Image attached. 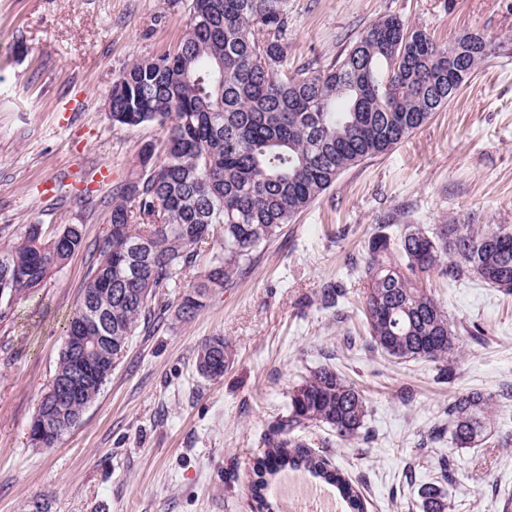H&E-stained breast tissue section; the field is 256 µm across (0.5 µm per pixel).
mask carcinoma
I'll list each match as a JSON object with an SVG mask.
<instances>
[{
	"label": "carcinoma",
	"mask_w": 512,
	"mask_h": 512,
	"mask_svg": "<svg viewBox=\"0 0 512 512\" xmlns=\"http://www.w3.org/2000/svg\"><path fill=\"white\" fill-rule=\"evenodd\" d=\"M288 0H192L189 29L157 56L137 59L113 83L112 122L168 126L159 147L143 145L140 171L116 187L109 231L85 282L51 383L66 381L82 359L96 371L74 399L52 389L30 424L51 425L41 440L57 447L95 402L119 366L132 336L161 311L187 321L206 306L213 288L234 284L258 248L276 237L341 172L387 153L455 98L478 66L496 53L482 42L447 48L396 17L370 25L328 68H286ZM135 202V207L127 205ZM221 238L200 281L189 284L205 245ZM85 245L82 228L68 224L49 240L40 225L0 249V321ZM449 282L478 279L512 292V224H475L452 216L425 230L405 224L392 239L368 246L363 318L367 345L398 363L428 361L439 379L452 374L448 356L460 348L448 311L423 287L421 275ZM222 336L200 343L196 368L217 379L232 360ZM495 397L469 391L448 404V427L458 448L488 432ZM368 413L363 393L325 363L289 394L288 415L259 442L252 497L269 512L267 476L303 469L336 485L351 512H365L360 494L327 459L288 434L311 423L328 425L350 442ZM424 512H447L443 486L421 489Z\"/></svg>",
	"instance_id": "1"
}]
</instances>
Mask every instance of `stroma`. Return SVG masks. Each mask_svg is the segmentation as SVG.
Instances as JSON below:
<instances>
[{"label":"stroma","mask_w":512,"mask_h":512,"mask_svg":"<svg viewBox=\"0 0 512 512\" xmlns=\"http://www.w3.org/2000/svg\"><path fill=\"white\" fill-rule=\"evenodd\" d=\"M289 70L332 66L384 17L449 46L477 30L498 46L457 97L388 153L343 171L255 255L234 285L182 321L165 313L138 330L80 424L55 448L28 427L52 378L70 316L108 231L112 190L138 171L166 126L129 128L107 110L112 84L137 57L175 45L190 0H0V249L28 225L44 238L80 224L85 246L0 322V512H253L258 440L288 413V393L330 363L368 400L359 438L329 426L295 430L324 449L370 512H423L437 460L455 463L447 512H499L512 497V293L478 280L429 284L461 330L453 377L366 348L361 273L370 239L449 215L512 224V0H288ZM110 173L100 177L101 165ZM341 296L326 307L321 293ZM486 330L469 334L472 326ZM223 336L222 378L196 370L199 344ZM493 394L487 437L472 448L422 440L447 423L452 397Z\"/></svg>","instance_id":"stroma-1"}]
</instances>
